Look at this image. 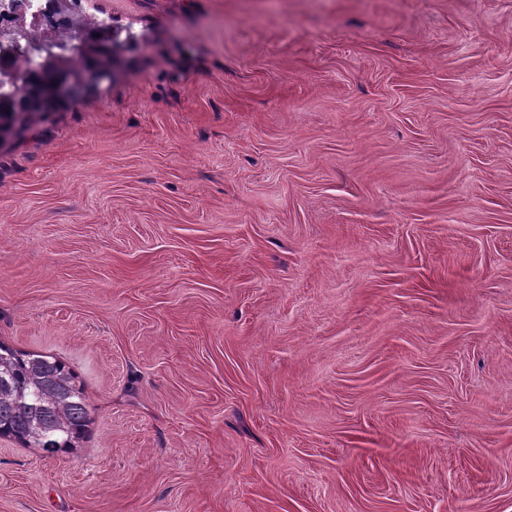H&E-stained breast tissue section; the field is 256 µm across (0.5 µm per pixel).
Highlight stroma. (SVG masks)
Returning <instances> with one entry per match:
<instances>
[{"label": "stroma", "instance_id": "stroma-1", "mask_svg": "<svg viewBox=\"0 0 512 512\" xmlns=\"http://www.w3.org/2000/svg\"><path fill=\"white\" fill-rule=\"evenodd\" d=\"M0 143V341L75 375L0 512H512V0H81ZM34 1L35 10L48 7V0H29L24 18L12 17L10 30L15 41L0 44V71L21 77L24 90L17 93L8 79L0 81V142L21 133L50 112H56L65 101L57 100L55 88L65 82L77 83L78 78L90 86L103 80V76L89 71H112L119 34L113 30L110 19L99 18L80 11L81 0H53V10L33 22L28 18ZM99 34V37H94ZM82 37L87 47L74 51L73 43ZM88 39L94 40L90 41ZM120 40V39H119ZM3 51L17 56L9 61L11 68L2 65ZM88 72V73H86ZM85 73V74H84Z\"/></svg>", "mask_w": 512, "mask_h": 512}]
</instances>
